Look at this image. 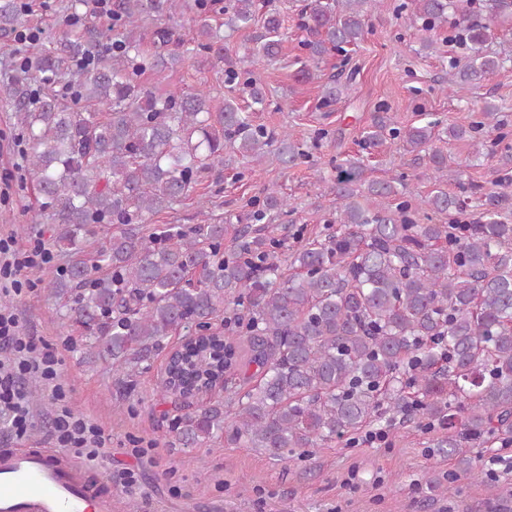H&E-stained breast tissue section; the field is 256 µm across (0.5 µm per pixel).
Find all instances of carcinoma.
I'll return each mask as SVG.
<instances>
[{"mask_svg":"<svg viewBox=\"0 0 512 512\" xmlns=\"http://www.w3.org/2000/svg\"><path fill=\"white\" fill-rule=\"evenodd\" d=\"M374 0H308L299 11L308 33L309 62L298 79L333 52H345L364 35ZM231 31H251V47L231 59L224 38L207 23L194 44L174 39L179 0H112L124 29L112 61L78 72L72 63L90 55L85 32L62 34L20 68L10 93L17 124L30 144L29 165L39 208L31 222L54 224L53 243L67 257L47 295L65 322L82 330L72 348L112 359V370L131 382L149 367L154 351L180 329L202 332L200 344L174 358L157 393L179 413L172 443L253 448L281 461L355 433L390 411L407 408L448 431L439 452L460 474L481 480L468 444L512 447V196L490 191L478 199L480 217L461 233L451 224H419L398 201L399 178L368 180L358 159H345L336 181L338 228L307 239L285 260L275 240L246 229L212 224L208 200L197 195L203 223L168 224L144 234V224L187 198L201 174L224 164V142L257 163L271 156L284 166L304 157L292 136L255 125L230 93L212 104L203 92L158 93L138 80L186 58L199 66L224 62L229 80L252 105L262 89L246 64L268 63L282 51V19L261 0H210ZM398 12L428 31L447 27L460 36L468 61L453 73L455 94L503 67L484 51L492 27L512 25V0H404ZM161 21L152 32L156 51L141 52L139 22ZM20 25L16 0H0V30ZM354 73L338 72L324 84V102L348 96ZM69 80L71 100L54 85ZM494 120L493 108L470 127L450 126L448 139L483 144L473 136ZM438 122L407 127L406 150L422 154L428 176L443 183L458 163L432 146ZM391 131L377 117L360 138L369 149L387 147ZM262 219L287 201L267 187ZM423 203L454 216L467 202L437 188ZM231 255L224 257V240ZM292 273L283 276L281 263ZM246 307L242 340L219 342L213 321L230 307ZM256 366V380L236 383L238 359ZM223 378L227 400L184 406L188 387Z\"/></svg>","mask_w":512,"mask_h":512,"instance_id":"carcinoma-1","label":"carcinoma"}]
</instances>
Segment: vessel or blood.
<instances>
[{"mask_svg": "<svg viewBox=\"0 0 512 512\" xmlns=\"http://www.w3.org/2000/svg\"><path fill=\"white\" fill-rule=\"evenodd\" d=\"M88 473L49 448L0 452V512H112V498L87 486Z\"/></svg>", "mask_w": 512, "mask_h": 512, "instance_id": "b4317fda", "label": "vessel or blood"}]
</instances>
